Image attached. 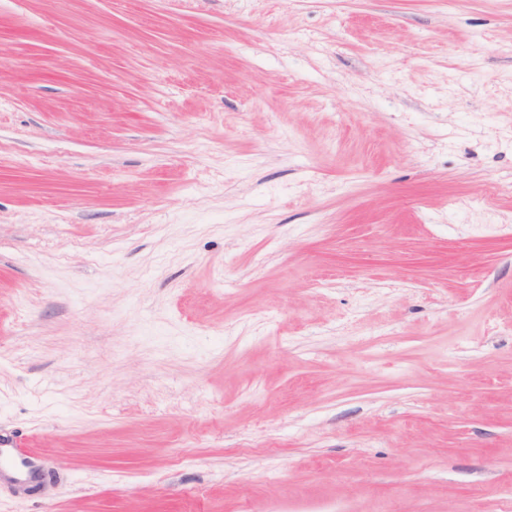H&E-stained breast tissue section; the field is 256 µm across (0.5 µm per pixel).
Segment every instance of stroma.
<instances>
[{
    "mask_svg": "<svg viewBox=\"0 0 512 512\" xmlns=\"http://www.w3.org/2000/svg\"><path fill=\"white\" fill-rule=\"evenodd\" d=\"M0 512H512V0H0Z\"/></svg>",
    "mask_w": 512,
    "mask_h": 512,
    "instance_id": "stroma-1",
    "label": "stroma"
}]
</instances>
